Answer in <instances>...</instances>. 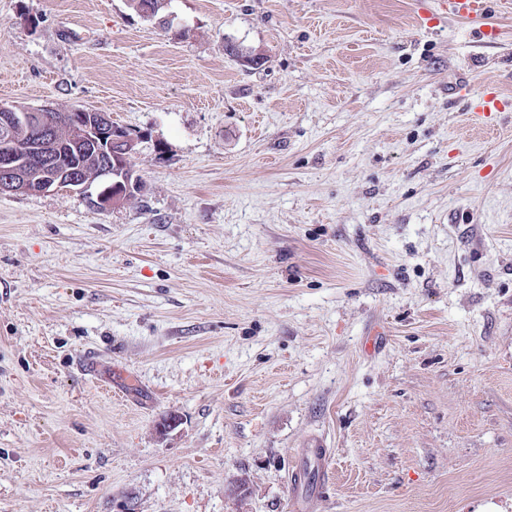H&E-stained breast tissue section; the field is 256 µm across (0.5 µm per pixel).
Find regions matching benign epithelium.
Here are the masks:
<instances>
[{
    "label": "benign epithelium",
    "mask_w": 512,
    "mask_h": 512,
    "mask_svg": "<svg viewBox=\"0 0 512 512\" xmlns=\"http://www.w3.org/2000/svg\"><path fill=\"white\" fill-rule=\"evenodd\" d=\"M55 108L36 109L3 107L0 109V128L6 132L18 127L27 131L28 140L21 146L10 138L0 142V195L46 193L66 189L84 192L86 181L65 169L60 150L88 149L97 154L101 167L98 177L109 186L96 197L100 209H119L137 193L141 184L129 168V156L142 140L113 125L104 112L76 110L72 122L76 128L69 144L62 143L52 119Z\"/></svg>",
    "instance_id": "obj_1"
}]
</instances>
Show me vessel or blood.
I'll return each instance as SVG.
<instances>
[{"label": "vessel or blood", "instance_id": "vessel-or-blood-1", "mask_svg": "<svg viewBox=\"0 0 512 512\" xmlns=\"http://www.w3.org/2000/svg\"><path fill=\"white\" fill-rule=\"evenodd\" d=\"M446 15L458 18H483L479 28L481 39L498 35L492 17L512 13V0H443ZM467 112L472 123L486 125L506 112H512V96L491 88L468 101ZM332 451L322 439H314L299 453V464L291 475V493L296 512H312L324 494Z\"/></svg>", "mask_w": 512, "mask_h": 512}]
</instances>
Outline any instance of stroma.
<instances>
[{
    "instance_id": "stroma-1",
    "label": "stroma",
    "mask_w": 512,
    "mask_h": 512,
    "mask_svg": "<svg viewBox=\"0 0 512 512\" xmlns=\"http://www.w3.org/2000/svg\"><path fill=\"white\" fill-rule=\"evenodd\" d=\"M165 15L0 0V107L147 134L120 209L0 195V512H291L313 435L315 512H512V113L448 98L512 95V15ZM469 119L476 125H487L505 112H512V96L497 88H489L477 99H468ZM332 448L320 438L302 448L299 464L291 475L294 510L310 511L324 494Z\"/></svg>"
}]
</instances>
